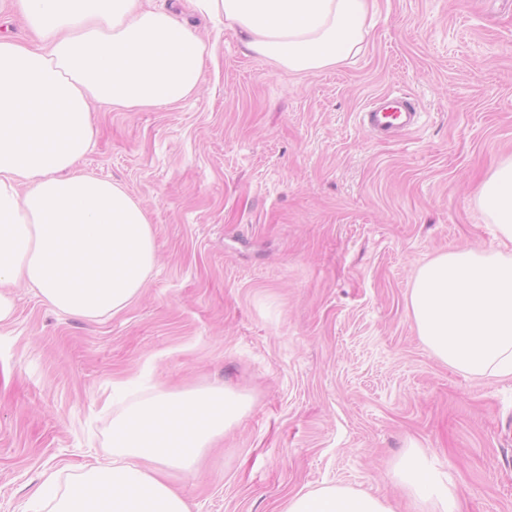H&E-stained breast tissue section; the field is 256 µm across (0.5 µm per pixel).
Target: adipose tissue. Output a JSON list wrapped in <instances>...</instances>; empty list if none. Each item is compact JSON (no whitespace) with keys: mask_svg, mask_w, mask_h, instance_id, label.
<instances>
[{"mask_svg":"<svg viewBox=\"0 0 512 512\" xmlns=\"http://www.w3.org/2000/svg\"><path fill=\"white\" fill-rule=\"evenodd\" d=\"M253 56L295 75L344 62L369 33L377 0H193ZM36 44L0 37V324L21 282L53 309L98 321L138 299L155 265L146 212L122 186L83 172L95 130L90 103L116 110L179 104L199 88L212 51L178 14L149 0H0ZM476 196L494 250L452 249L422 265L408 305L421 341L443 364L512 379V156ZM112 420V461L87 468L42 512H190L170 471L197 473L245 415L231 389L128 399ZM411 512H457L424 453L393 468ZM284 512H394L383 497L341 485L299 493Z\"/></svg>","mask_w":512,"mask_h":512,"instance_id":"adipose-tissue-1","label":"adipose tissue"}]
</instances>
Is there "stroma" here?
<instances>
[{
  "label": "stroma",
  "instance_id": "35a3bbf8",
  "mask_svg": "<svg viewBox=\"0 0 512 512\" xmlns=\"http://www.w3.org/2000/svg\"><path fill=\"white\" fill-rule=\"evenodd\" d=\"M217 47L175 106L96 111L83 167L147 211L152 274L122 313L90 322L11 289L0 327V512H30L112 460L104 400L230 387L250 408L195 476L191 512H282L344 485L409 512L389 472L413 445L460 512H512V380L472 377L421 342L406 295L457 247L488 250L478 184L512 156V0H378L358 54L288 75L208 16ZM404 95L418 127L360 121Z\"/></svg>",
  "mask_w": 512,
  "mask_h": 512
}]
</instances>
